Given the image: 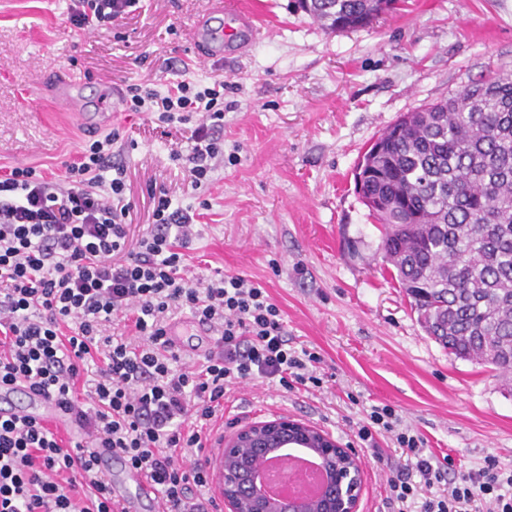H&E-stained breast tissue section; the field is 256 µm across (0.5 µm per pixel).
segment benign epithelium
Returning a JSON list of instances; mask_svg holds the SVG:
<instances>
[{
    "label": "benign epithelium",
    "mask_w": 512,
    "mask_h": 512,
    "mask_svg": "<svg viewBox=\"0 0 512 512\" xmlns=\"http://www.w3.org/2000/svg\"><path fill=\"white\" fill-rule=\"evenodd\" d=\"M319 442L317 453L325 472V485L332 487L329 500L323 502L324 512H358L361 491V470L355 469L358 457L322 431L290 419H274L256 423L224 443V458L237 457L239 448L307 449L312 439ZM238 476L244 480L239 494L224 488V502L229 512H294L298 502H270L262 492L258 471L240 467Z\"/></svg>",
    "instance_id": "benign-epithelium-1"
}]
</instances>
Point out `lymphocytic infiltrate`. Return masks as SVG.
<instances>
[{
  "mask_svg": "<svg viewBox=\"0 0 512 512\" xmlns=\"http://www.w3.org/2000/svg\"><path fill=\"white\" fill-rule=\"evenodd\" d=\"M136 0H76L70 23L94 30L126 14ZM131 112L163 123L198 119L188 157L200 189L222 156L224 85L181 80L165 93L127 88ZM110 132L83 145L56 179L32 167L0 174V384L23 382L58 406L102 447L141 470L159 512H209L196 488L207 478L198 457L229 386L257 379L320 386V356L288 345L279 306L241 275L186 273L194 215L167 193L152 199V227L133 236L125 174L113 164ZM188 309L216 331L213 350L183 365L164 336L167 315ZM131 321L134 341L99 333ZM97 380L76 384L87 361ZM389 435L409 464L386 479L396 512H512V469L484 466L447 477L425 453L426 441L401 427L394 408L372 407L358 429L375 445ZM0 512H118L94 451L65 446L44 420L0 418Z\"/></svg>",
  "mask_w": 512,
  "mask_h": 512,
  "instance_id": "obj_1",
  "label": "lymphocytic infiltrate"
}]
</instances>
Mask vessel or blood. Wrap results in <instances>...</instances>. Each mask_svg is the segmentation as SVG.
Returning <instances> with one entry per match:
<instances>
[{
	"label": "vessel or blood",
	"mask_w": 512,
	"mask_h": 512,
	"mask_svg": "<svg viewBox=\"0 0 512 512\" xmlns=\"http://www.w3.org/2000/svg\"><path fill=\"white\" fill-rule=\"evenodd\" d=\"M209 14H227L229 26L212 32L208 39L194 38L193 43L207 59H215V45L226 44L228 47L243 51L248 49L250 40L258 26L252 11L242 8H228L224 0H209ZM81 79L74 73L59 75L54 82L53 91L58 99L73 112H81L82 105L73 96L75 86ZM171 347L187 358H195L207 352L211 344L207 333L199 324L179 319L167 324L165 329ZM0 415L4 417L37 416L51 419L71 434H78L75 422L66 417L53 403L33 393L21 384L0 385ZM99 464L109 472L112 496L118 501L124 512H157V500L149 487L143 473L128 464H117L116 456L111 449L101 448L97 451ZM204 466L209 475V490L214 501L224 497V450L212 448Z\"/></svg>",
	"instance_id": "vessel-or-blood-1"
}]
</instances>
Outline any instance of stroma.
I'll return each mask as SVG.
<instances>
[{
    "instance_id": "1",
    "label": "stroma",
    "mask_w": 512,
    "mask_h": 512,
    "mask_svg": "<svg viewBox=\"0 0 512 512\" xmlns=\"http://www.w3.org/2000/svg\"><path fill=\"white\" fill-rule=\"evenodd\" d=\"M266 36L245 55L205 62L188 33L206 0H140L95 30L68 21L73 0H0V167L56 178L103 131L78 125L50 89L86 79L88 112L132 84L166 91L184 79L224 84V165L193 190L194 123L118 112L115 161L127 169L132 231H148L149 191L200 209L189 269L260 283L282 311L289 344L320 354L321 387L242 383L224 398L213 438L256 422H305L353 448L364 474L359 512H391L386 477L407 460L379 437L376 462L356 431L387 404L456 472L487 457L512 468V374L449 355L426 334L378 252L381 227L355 190L369 145L401 115L493 71L512 70V0H405L396 14L330 34L296 0H237Z\"/></svg>"
}]
</instances>
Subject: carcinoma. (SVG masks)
<instances>
[{
    "label": "carcinoma",
    "mask_w": 512,
    "mask_h": 512,
    "mask_svg": "<svg viewBox=\"0 0 512 512\" xmlns=\"http://www.w3.org/2000/svg\"><path fill=\"white\" fill-rule=\"evenodd\" d=\"M330 33L369 26L396 0H309ZM361 198L380 251L427 335L512 372V72L406 113L363 155Z\"/></svg>",
    "instance_id": "cac0c4a2"
}]
</instances>
